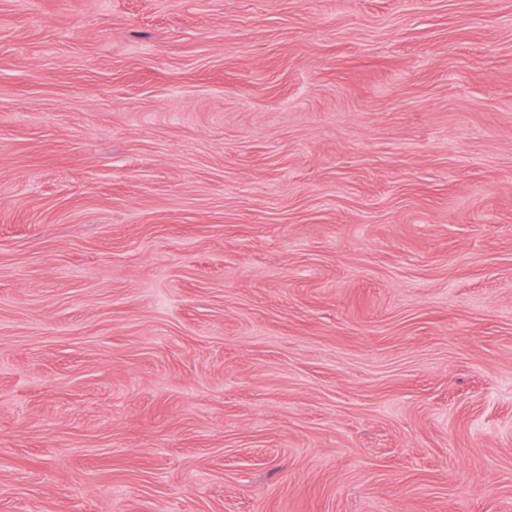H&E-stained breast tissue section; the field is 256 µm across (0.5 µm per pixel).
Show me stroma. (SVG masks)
Masks as SVG:
<instances>
[{
  "mask_svg": "<svg viewBox=\"0 0 512 512\" xmlns=\"http://www.w3.org/2000/svg\"><path fill=\"white\" fill-rule=\"evenodd\" d=\"M0 512H512V0H0Z\"/></svg>",
  "mask_w": 512,
  "mask_h": 512,
  "instance_id": "1",
  "label": "stroma"
}]
</instances>
